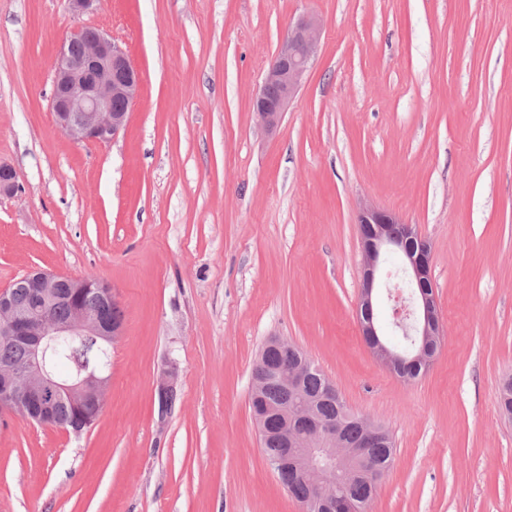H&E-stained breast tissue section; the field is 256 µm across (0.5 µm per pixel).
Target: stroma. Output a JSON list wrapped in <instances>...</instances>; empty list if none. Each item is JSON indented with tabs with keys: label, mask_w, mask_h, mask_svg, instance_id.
Instances as JSON below:
<instances>
[{
	"label": "stroma",
	"mask_w": 512,
	"mask_h": 512,
	"mask_svg": "<svg viewBox=\"0 0 512 512\" xmlns=\"http://www.w3.org/2000/svg\"><path fill=\"white\" fill-rule=\"evenodd\" d=\"M302 14L323 19L320 49L268 132L252 99ZM80 25L141 75L106 144L50 109ZM0 163L20 184L0 196V289L93 276L123 312L89 430L0 415V512H302L249 409L271 336L389 431L371 512H512V0H0ZM366 202L430 248L444 340L413 382L362 338ZM176 378V367L173 362H167L161 369V380L157 389L158 406L161 415L167 414L174 391V380Z\"/></svg>",
	"instance_id": "obj_1"
}]
</instances>
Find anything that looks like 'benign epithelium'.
Here are the masks:
<instances>
[{
	"label": "benign epithelium",
	"instance_id": "obj_1",
	"mask_svg": "<svg viewBox=\"0 0 512 512\" xmlns=\"http://www.w3.org/2000/svg\"><path fill=\"white\" fill-rule=\"evenodd\" d=\"M323 20L315 15L298 17L288 27L275 55L268 65L262 84L253 97V111L262 127L270 131L281 122L289 103L300 91L310 65L320 47ZM80 50H74L75 45ZM141 83L138 69L127 53L112 37L96 27H80L59 47L54 62L51 112L58 129L75 142L108 143L126 128L130 110L137 98ZM17 172L8 165L0 166V194L11 195L16 191ZM359 223L371 227L373 238L369 250L363 252V284L360 301L373 304V292L382 274V255L389 250L406 251L405 242L392 237L391 225L399 223L392 214L372 205L362 209ZM430 254L421 251L406 256V271L410 280L421 284L429 278ZM391 278V274L384 275ZM38 307L18 309L11 289L0 290V341L22 342L29 356L21 367L0 369V412L20 417L40 425L56 422L55 408L65 401L77 408L91 406L103 408L109 389V376L97 369L78 371L61 378L46 365L45 355L52 340L63 336H92L102 344H114L122 336V323L107 320L98 312L83 308L79 298L89 292L103 301L115 304L116 296L107 283L99 279H75L32 269L21 277ZM67 282L69 292L59 290ZM392 300L394 324L409 336H425L429 323L439 317L435 295H422L417 302L404 307L405 300L400 282L388 291ZM59 305L71 307V317L64 322L50 319V312ZM284 348L283 339L272 336L266 340L253 366L252 383L259 387L271 381L288 383L294 390L300 387L301 375L276 368L267 359L272 350ZM370 352L384 366L389 367L408 357L418 358L393 348L377 345ZM176 367L164 364L157 389L159 412L167 414L174 391ZM288 404L276 410L260 409L253 412V419L260 437L268 431L270 415L280 418V436L285 448L274 464L277 472L289 467L296 472L310 474L325 490V497L309 502L310 508H328L332 512H348L346 501H330L333 489L326 485V476L336 468H348L365 454L363 448H343L338 429L315 424V434L308 446L297 448L288 442Z\"/></svg>",
	"mask_w": 512,
	"mask_h": 512
}]
</instances>
